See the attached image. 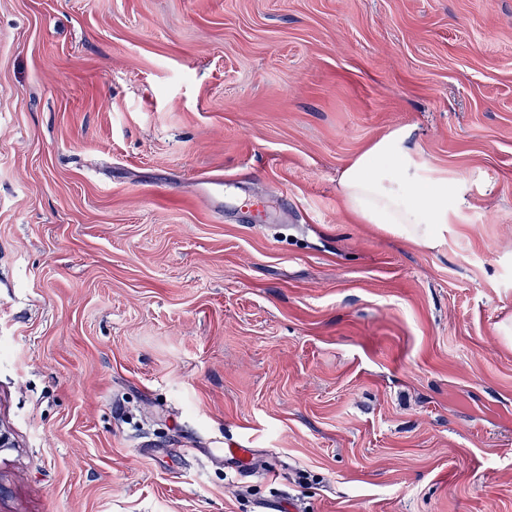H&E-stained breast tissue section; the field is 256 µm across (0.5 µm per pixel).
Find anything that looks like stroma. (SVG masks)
I'll return each mask as SVG.
<instances>
[{"instance_id":"obj_1","label":"stroma","mask_w":512,"mask_h":512,"mask_svg":"<svg viewBox=\"0 0 512 512\" xmlns=\"http://www.w3.org/2000/svg\"><path fill=\"white\" fill-rule=\"evenodd\" d=\"M0 428V512H512V0H0ZM411 137L409 127H400L377 138L344 169L339 191L362 224L433 248L458 199L448 177H435L414 160Z\"/></svg>"}]
</instances>
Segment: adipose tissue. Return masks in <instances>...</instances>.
Returning <instances> with one entry per match:
<instances>
[{
	"instance_id": "adipose-tissue-1",
	"label": "adipose tissue",
	"mask_w": 512,
	"mask_h": 512,
	"mask_svg": "<svg viewBox=\"0 0 512 512\" xmlns=\"http://www.w3.org/2000/svg\"><path fill=\"white\" fill-rule=\"evenodd\" d=\"M410 128L377 138L342 172L339 191L356 219L417 245L439 244L458 205L454 185L417 163Z\"/></svg>"
}]
</instances>
